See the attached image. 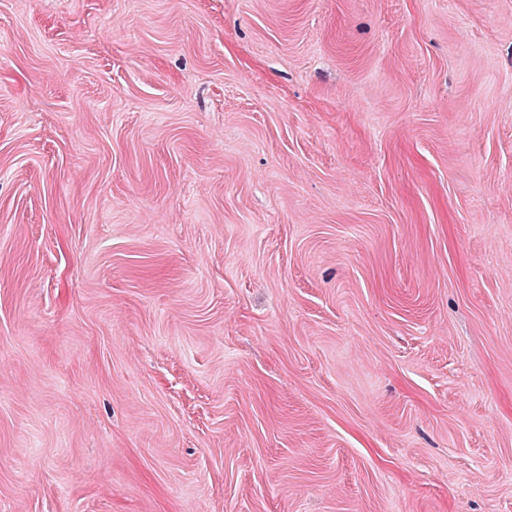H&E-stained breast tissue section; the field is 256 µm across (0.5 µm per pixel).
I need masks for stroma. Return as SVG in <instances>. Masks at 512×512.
I'll return each instance as SVG.
<instances>
[{"instance_id":"stroma-1","label":"stroma","mask_w":512,"mask_h":512,"mask_svg":"<svg viewBox=\"0 0 512 512\" xmlns=\"http://www.w3.org/2000/svg\"><path fill=\"white\" fill-rule=\"evenodd\" d=\"M0 512H512V0H0Z\"/></svg>"}]
</instances>
